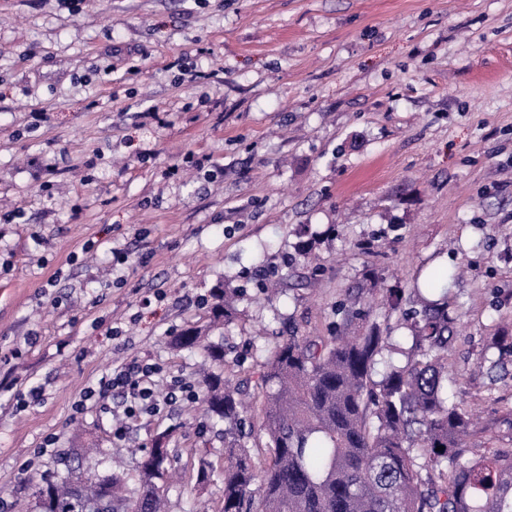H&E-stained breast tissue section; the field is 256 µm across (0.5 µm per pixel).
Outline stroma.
Masks as SVG:
<instances>
[{"label": "stroma", "instance_id": "35a3bbf8", "mask_svg": "<svg viewBox=\"0 0 512 512\" xmlns=\"http://www.w3.org/2000/svg\"><path fill=\"white\" fill-rule=\"evenodd\" d=\"M428 278L456 302L450 394L512 437V364L490 369L512 336V0H0V512L68 465L121 461L137 494L165 434L168 512H219L200 404L120 440L117 401L85 391L131 361L199 382L172 344L192 327L251 376L289 324L324 336L336 304ZM218 287L236 316L212 331Z\"/></svg>", "mask_w": 512, "mask_h": 512}]
</instances>
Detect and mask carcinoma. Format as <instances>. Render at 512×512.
I'll return each mask as SVG.
<instances>
[{
	"label": "carcinoma",
	"mask_w": 512,
	"mask_h": 512,
	"mask_svg": "<svg viewBox=\"0 0 512 512\" xmlns=\"http://www.w3.org/2000/svg\"><path fill=\"white\" fill-rule=\"evenodd\" d=\"M434 289L431 279L405 297L385 289L384 317L411 304L402 345L354 301L329 336L289 331L253 381L203 372L201 405L224 423L221 512H512V448L485 447L448 397L451 303L422 295ZM213 299L212 323L232 320L224 290ZM203 340L189 329L174 344L221 367L224 343ZM169 460L168 448L144 458L135 497L114 469L87 470L77 485L61 473L35 491L36 512H93L108 485L111 512H164L157 480Z\"/></svg>",
	"instance_id": "carcinoma-1"
}]
</instances>
